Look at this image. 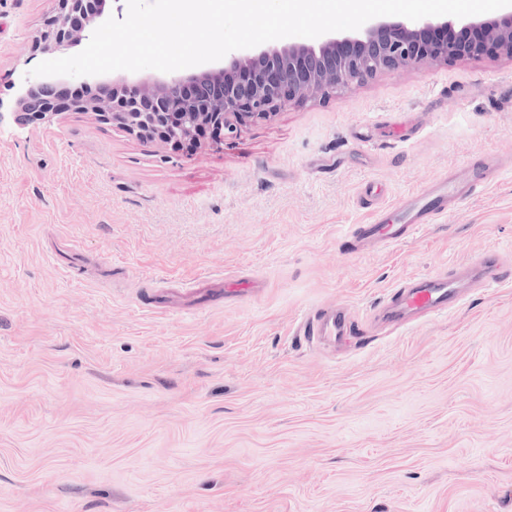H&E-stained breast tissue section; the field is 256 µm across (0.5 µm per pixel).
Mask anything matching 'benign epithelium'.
Segmentation results:
<instances>
[{"label":"benign epithelium","mask_w":512,"mask_h":512,"mask_svg":"<svg viewBox=\"0 0 512 512\" xmlns=\"http://www.w3.org/2000/svg\"><path fill=\"white\" fill-rule=\"evenodd\" d=\"M55 2L40 42L44 52L80 43L104 17L100 0ZM455 27L478 29L486 42L431 36ZM485 52L512 59V6L470 20L379 19L358 30L328 34L314 44L286 43L258 53L240 49L229 67L188 76L135 83L97 81L95 97L67 106L57 98L60 79L27 77L19 84L14 119L28 125L49 122L65 108L91 111L147 141L196 144L204 129L233 135L245 124L265 121L291 104L329 96L382 71Z\"/></svg>","instance_id":"benign-epithelium-1"}]
</instances>
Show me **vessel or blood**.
Masks as SVG:
<instances>
[{"label":"vessel or blood","mask_w":512,"mask_h":512,"mask_svg":"<svg viewBox=\"0 0 512 512\" xmlns=\"http://www.w3.org/2000/svg\"><path fill=\"white\" fill-rule=\"evenodd\" d=\"M496 171L485 165L454 171L452 176L435 179L428 188L411 194L403 202L382 208L379 221L358 224L350 237L356 251L387 247L412 237L431 222L437 213L447 211L448 202L477 192L493 180ZM454 275H421L407 279L376 314L390 326L399 328L419 319L456 308L470 291L487 281L502 282L512 277L498 254L485 253L456 266ZM308 345L344 340L351 333L346 312L332 306L303 316L296 328Z\"/></svg>","instance_id":"obj_1"}]
</instances>
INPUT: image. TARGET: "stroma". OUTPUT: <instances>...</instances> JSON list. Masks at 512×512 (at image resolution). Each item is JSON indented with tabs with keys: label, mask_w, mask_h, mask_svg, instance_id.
Here are the masks:
<instances>
[{
	"label": "stroma",
	"mask_w": 512,
	"mask_h": 512,
	"mask_svg": "<svg viewBox=\"0 0 512 512\" xmlns=\"http://www.w3.org/2000/svg\"><path fill=\"white\" fill-rule=\"evenodd\" d=\"M54 7L0 0V512H512V281L368 318L409 277L512 265V59L383 71L186 147L15 123ZM490 159L486 190L353 252L354 225ZM337 304L350 346L294 336Z\"/></svg>",
	"instance_id": "35a3bbf8"
}]
</instances>
